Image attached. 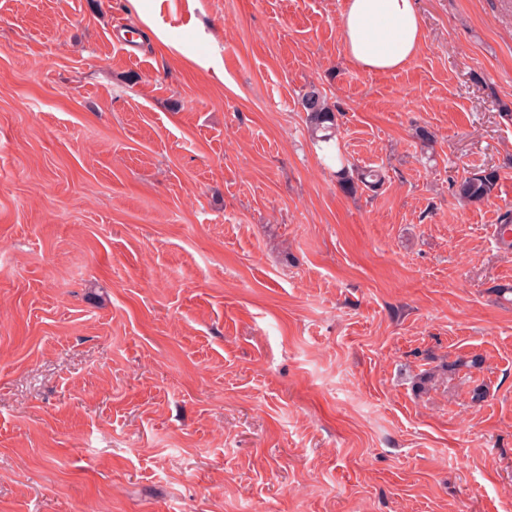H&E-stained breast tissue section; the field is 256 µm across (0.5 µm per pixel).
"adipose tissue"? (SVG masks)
Here are the masks:
<instances>
[{"mask_svg": "<svg viewBox=\"0 0 512 512\" xmlns=\"http://www.w3.org/2000/svg\"><path fill=\"white\" fill-rule=\"evenodd\" d=\"M339 26L347 57L367 72L401 69L424 38L415 0H344Z\"/></svg>", "mask_w": 512, "mask_h": 512, "instance_id": "obj_1", "label": "adipose tissue"}]
</instances>
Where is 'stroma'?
I'll use <instances>...</instances> for the list:
<instances>
[{"label":"stroma","instance_id":"obj_1","mask_svg":"<svg viewBox=\"0 0 512 512\" xmlns=\"http://www.w3.org/2000/svg\"><path fill=\"white\" fill-rule=\"evenodd\" d=\"M343 4L0 0V512H512V0ZM339 26L347 57L367 72L401 69L424 38L415 0H345ZM301 105L307 113L312 135L316 140L325 143L328 149H332L330 141L336 134V113L315 85H310L303 93ZM498 179L496 169H484L473 173L459 183L458 195L469 202L485 201L491 196Z\"/></svg>","mask_w":512,"mask_h":512}]
</instances>
